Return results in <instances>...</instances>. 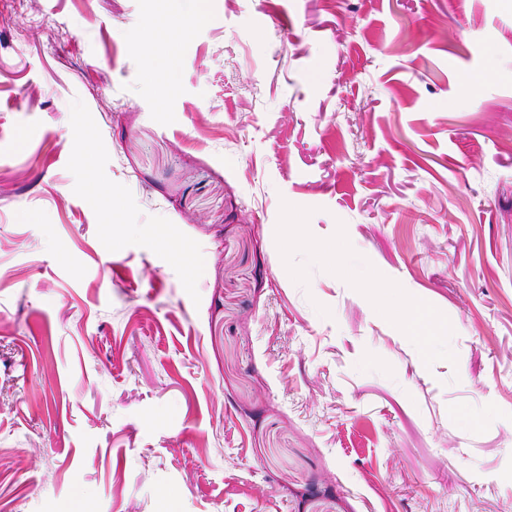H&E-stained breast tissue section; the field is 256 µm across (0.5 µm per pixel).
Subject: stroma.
I'll list each match as a JSON object with an SVG mask.
<instances>
[{"instance_id":"1","label":"stroma","mask_w":512,"mask_h":512,"mask_svg":"<svg viewBox=\"0 0 512 512\" xmlns=\"http://www.w3.org/2000/svg\"><path fill=\"white\" fill-rule=\"evenodd\" d=\"M200 3L0 0V512H512V0ZM394 316L406 334L419 337L425 347L433 345V322L424 307L414 305L405 311L396 312Z\"/></svg>"}]
</instances>
